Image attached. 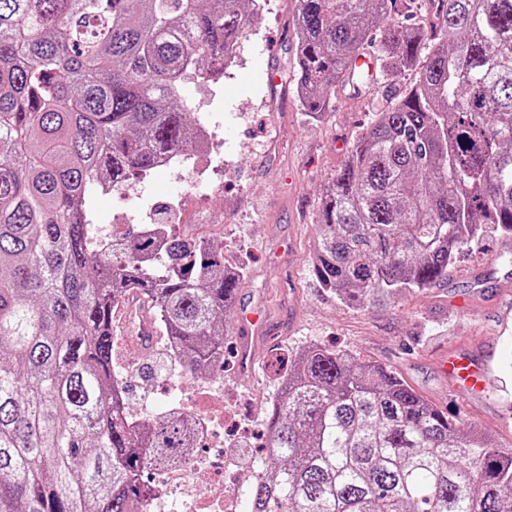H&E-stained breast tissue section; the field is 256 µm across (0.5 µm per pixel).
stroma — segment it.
Instances as JSON below:
<instances>
[{"instance_id":"obj_1","label":"stroma","mask_w":512,"mask_h":512,"mask_svg":"<svg viewBox=\"0 0 512 512\" xmlns=\"http://www.w3.org/2000/svg\"><path fill=\"white\" fill-rule=\"evenodd\" d=\"M262 9L223 75L182 85L191 118L211 113L224 130L217 190L184 194L175 207L169 193L179 182L170 172L139 179L157 223L178 234L199 231L223 247L227 266H248L226 316L224 401L252 428L247 438L226 437L225 452L252 460L280 386L269 360L312 344L388 368L448 415L512 448V239L486 233L446 280L389 304L353 307L322 288L311 256L323 192L387 99L417 75L407 73L395 86L361 81L337 87L333 111L310 118L283 78L294 55L295 0H264ZM246 311L265 315L267 323L251 343L254 369L242 375L236 331ZM127 343V337L115 338L112 360L137 367L129 386L133 409L148 402L162 410L161 376L152 365L165 338L135 357L126 354ZM452 351L488 360L484 396L467 398L452 389L443 369Z\"/></svg>"}]
</instances>
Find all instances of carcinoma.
I'll list each match as a JSON object with an SVG mask.
<instances>
[{"mask_svg":"<svg viewBox=\"0 0 512 512\" xmlns=\"http://www.w3.org/2000/svg\"><path fill=\"white\" fill-rule=\"evenodd\" d=\"M290 83L331 110L374 31L375 79L417 81L353 143L321 200L313 270L345 302L443 281L491 227L512 238V0H296ZM260 0H0V512H135L186 462L182 411L137 419L114 383L111 314L136 291L197 374L224 359L245 268L168 225L93 239L97 190L196 149L191 74L233 63ZM250 512H512V450L392 371L310 345L266 420ZM396 8L400 16L409 22L421 23L423 17L431 13L433 4L428 0H398Z\"/></svg>","mask_w":512,"mask_h":512,"instance_id":"obj_1","label":"carcinoma"}]
</instances>
